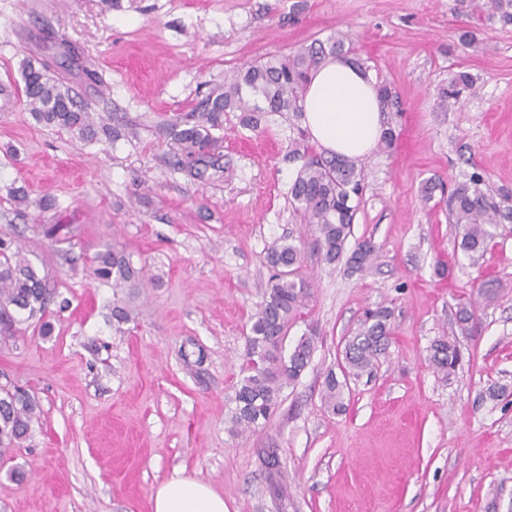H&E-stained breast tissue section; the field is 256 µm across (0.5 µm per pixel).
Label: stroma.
Listing matches in <instances>:
<instances>
[{
	"mask_svg": "<svg viewBox=\"0 0 512 512\" xmlns=\"http://www.w3.org/2000/svg\"><path fill=\"white\" fill-rule=\"evenodd\" d=\"M339 32L401 102L392 150L366 158L346 244L374 243L363 272L323 263L293 214L300 164L285 158L287 122L251 128L225 113L224 177L207 183L169 167L175 147L159 131L225 74ZM64 48L63 78L119 136L83 142L21 103L0 111V234L20 235L68 301L51 335L24 321L0 346V371L38 403L31 437L0 454V512H150L181 468L227 512H512V222L475 267L446 206L476 172L512 193V20L476 18L472 0H0V88L16 91L23 59L52 62ZM460 71L472 86L441 106ZM15 188L54 204L18 213ZM46 224L71 225V241L50 242ZM289 235L313 296L284 348L309 336L314 352L278 414L235 434L231 397L267 249ZM107 243L147 283L123 325L111 286L81 260ZM481 285L493 296L479 297ZM473 301L479 320L461 330L457 306ZM379 306L393 312L390 347L373 375L347 377L345 409L332 413L324 378ZM444 334L462 355L446 379L429 362ZM492 386L504 396L485 398ZM17 465L21 483L9 477Z\"/></svg>",
	"mask_w": 512,
	"mask_h": 512,
	"instance_id": "1",
	"label": "stroma"
}]
</instances>
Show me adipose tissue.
Instances as JSON below:
<instances>
[{
	"instance_id": "adipose-tissue-1",
	"label": "adipose tissue",
	"mask_w": 512,
	"mask_h": 512,
	"mask_svg": "<svg viewBox=\"0 0 512 512\" xmlns=\"http://www.w3.org/2000/svg\"><path fill=\"white\" fill-rule=\"evenodd\" d=\"M303 124L327 155L362 158L379 142L384 114L369 75L340 58L325 59L311 74L302 103ZM151 512H227L206 482L174 472L150 498Z\"/></svg>"
}]
</instances>
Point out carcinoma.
Here are the masks:
<instances>
[{
    "mask_svg": "<svg viewBox=\"0 0 512 512\" xmlns=\"http://www.w3.org/2000/svg\"><path fill=\"white\" fill-rule=\"evenodd\" d=\"M478 15L500 13L512 19V0H476ZM341 57L357 65L352 43L341 33L326 41H315L286 55H269L250 63L224 83L212 88L192 106L191 110L163 125L166 136L178 145L173 166L204 178L208 171L224 172L215 156L224 128V113L241 112L246 125L258 127L268 113H277L288 120L295 135L289 138L288 160L301 161L290 188V204L303 224L314 226L315 245L322 261L328 265L342 260L351 233L358 201L364 190V168L360 159L326 156L310 144L309 133L297 121L302 116V101L310 73L327 57ZM25 106L33 119L46 127L66 130L81 141H92L98 135L93 113L77 100V94L43 64L31 59L21 63ZM471 86L470 76L458 73L448 89L442 92L446 106L457 100L461 90ZM382 109L399 111L398 97L392 87L377 84ZM509 197H497L480 175L455 184L448 196V215L461 236L459 248L472 261L483 258L493 234L492 224L512 219V208L505 207ZM71 226L52 224L44 236L56 243L68 240ZM375 245L364 240L357 244L347 259L350 268L361 271L375 255ZM268 260L274 270L270 284L263 293L248 337L247 359L242 377L234 387L235 407L231 431L256 429L270 421L281 405L285 387L294 384L305 370L314 351V340L301 337L286 356L276 347L285 338L288 328L301 316L311 297L309 282L300 275L302 250L285 239L274 241L268 248ZM89 275L112 288L129 289L127 299L112 302V320L127 324L133 320L130 306L134 290L142 285V270L134 267L129 255L110 245L86 259ZM55 291L48 288L47 276L40 273L16 246L13 237L0 236V339L7 340L17 332V313L40 322V332L51 335L50 322L45 320ZM391 313L380 307L366 314L357 332L348 337L344 360L348 372L356 377L374 372L381 356L390 345ZM430 363L444 378L457 369L460 351L457 338L443 335L430 346ZM344 383L333 372L326 375L322 398L332 412L344 409ZM38 404L19 386L0 385V448H13L29 437L37 419Z\"/></svg>",
    "mask_w": 512,
    "mask_h": 512,
    "instance_id": "cac0c4a2",
    "label": "carcinoma"
}]
</instances>
